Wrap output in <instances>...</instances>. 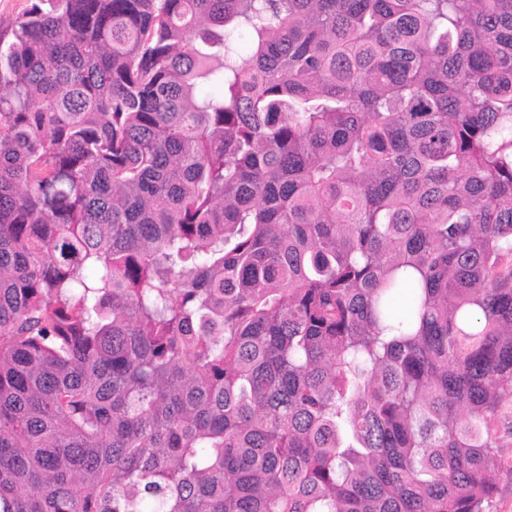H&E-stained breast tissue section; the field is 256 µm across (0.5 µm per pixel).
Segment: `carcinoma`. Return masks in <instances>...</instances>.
<instances>
[{
    "mask_svg": "<svg viewBox=\"0 0 512 512\" xmlns=\"http://www.w3.org/2000/svg\"><path fill=\"white\" fill-rule=\"evenodd\" d=\"M511 447L512 0L0 24V512H491Z\"/></svg>",
    "mask_w": 512,
    "mask_h": 512,
    "instance_id": "1",
    "label": "carcinoma"
}]
</instances>
